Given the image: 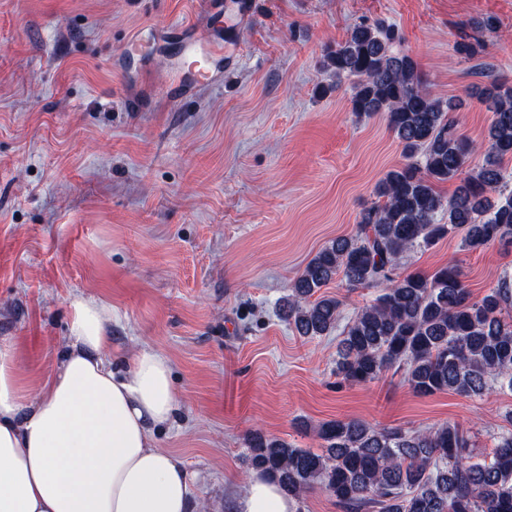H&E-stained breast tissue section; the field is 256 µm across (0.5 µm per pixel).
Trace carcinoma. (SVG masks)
I'll return each mask as SVG.
<instances>
[{
  "instance_id": "cac0c4a2",
  "label": "carcinoma",
  "mask_w": 512,
  "mask_h": 512,
  "mask_svg": "<svg viewBox=\"0 0 512 512\" xmlns=\"http://www.w3.org/2000/svg\"><path fill=\"white\" fill-rule=\"evenodd\" d=\"M482 35L500 23L485 16ZM392 28L361 22L326 51L324 65L353 82L351 110L384 114L403 144L407 162L378 182V202L364 208L355 234L332 241L303 268L284 304L288 324L301 336L336 328L342 302L321 289L340 275L348 288H379L342 332L336 376L366 384L395 368L418 394L453 391L472 398L497 384L512 390V278L505 276L479 299L461 278L456 260L431 272L401 278L406 254L435 245L459 229L463 248H512V185L502 162L512 160V83L495 78L472 88L491 113L486 145L476 146L451 117L462 103L431 97L418 65L397 49ZM486 43L464 34L455 51L472 60ZM482 162L473 164L474 156ZM456 181L445 198L437 186ZM448 223L438 224V213ZM315 453L253 434L248 461L292 497L322 489L343 512H512V429L495 437L490 459H475L471 440L456 424L423 430L371 425L361 420L322 423Z\"/></svg>"
}]
</instances>
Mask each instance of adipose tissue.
Wrapping results in <instances>:
<instances>
[{"instance_id":"adipose-tissue-1","label":"adipose tissue","mask_w":512,"mask_h":512,"mask_svg":"<svg viewBox=\"0 0 512 512\" xmlns=\"http://www.w3.org/2000/svg\"><path fill=\"white\" fill-rule=\"evenodd\" d=\"M111 322L108 304L74 298L66 347L35 398L19 385L14 343L0 340V512H194V475L155 439L179 407L170 362L143 348L115 374ZM231 508L297 512L259 474Z\"/></svg>"}]
</instances>
